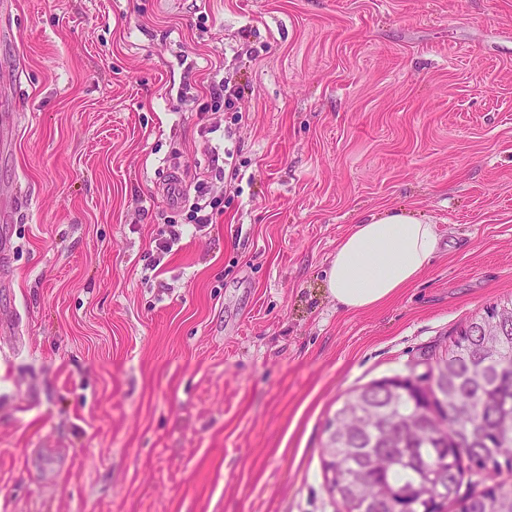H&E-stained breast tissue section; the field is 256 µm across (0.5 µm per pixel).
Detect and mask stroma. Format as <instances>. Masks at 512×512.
<instances>
[{
    "label": "stroma",
    "mask_w": 512,
    "mask_h": 512,
    "mask_svg": "<svg viewBox=\"0 0 512 512\" xmlns=\"http://www.w3.org/2000/svg\"><path fill=\"white\" fill-rule=\"evenodd\" d=\"M9 25L0 512H338L346 393L512 296V0H17ZM397 208L437 253L341 310L338 241Z\"/></svg>",
    "instance_id": "stroma-1"
}]
</instances>
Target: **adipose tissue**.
I'll list each match as a JSON object with an SVG mask.
<instances>
[{"label":"adipose tissue","instance_id":"adipose-tissue-1","mask_svg":"<svg viewBox=\"0 0 512 512\" xmlns=\"http://www.w3.org/2000/svg\"><path fill=\"white\" fill-rule=\"evenodd\" d=\"M437 242L435 224L405 209L363 217L336 245L328 292L347 311L384 303L419 278Z\"/></svg>","mask_w":512,"mask_h":512}]
</instances>
